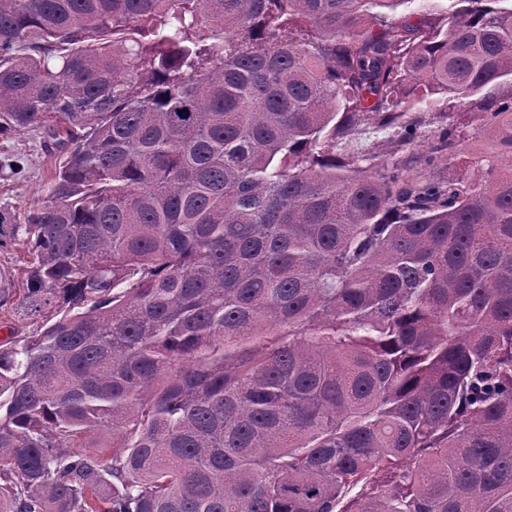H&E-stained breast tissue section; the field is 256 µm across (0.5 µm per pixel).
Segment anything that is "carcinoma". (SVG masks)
Instances as JSON below:
<instances>
[{"mask_svg": "<svg viewBox=\"0 0 512 512\" xmlns=\"http://www.w3.org/2000/svg\"><path fill=\"white\" fill-rule=\"evenodd\" d=\"M27 130L0 512H512V0H0ZM372 148L389 153L400 150L390 134L366 122L354 125L345 137L336 142V154L366 153ZM4 155L23 158L25 171L21 176L0 169V206H8L23 213L37 204L50 184L55 158L45 152L39 137L25 131L12 139H0V158ZM19 303L18 295L6 306L0 307V340L13 336H24L35 329L38 324L36 319L25 316L17 310Z\"/></svg>", "mask_w": 512, "mask_h": 512, "instance_id": "obj_1", "label": "carcinoma"}]
</instances>
